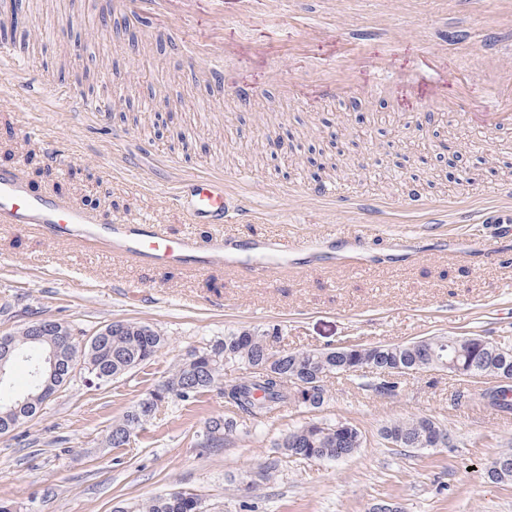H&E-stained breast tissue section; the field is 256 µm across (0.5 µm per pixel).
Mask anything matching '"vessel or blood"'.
I'll return each instance as SVG.
<instances>
[{"mask_svg": "<svg viewBox=\"0 0 512 512\" xmlns=\"http://www.w3.org/2000/svg\"><path fill=\"white\" fill-rule=\"evenodd\" d=\"M193 0H114L115 8L134 16L163 22L164 19L187 13ZM211 19L208 30L190 42L186 58L189 62L207 60L209 76L222 82L226 99L245 105L254 96L253 87L228 83L224 80V58L217 52V41L224 29V0H210ZM346 67L331 69L323 81V97L328 101H354L385 93L386 84L372 88L355 86L350 70L362 60L357 49L345 55ZM482 76L493 99L487 100L486 110L479 120L486 128L504 130L512 127V105L496 99L502 85L512 83V72L504 70L495 60H485ZM62 98L72 112H105L113 110L111 97H90L78 88L63 93ZM306 193L316 200L334 199L349 203L360 224L368 231L381 228V212L365 195L338 190L318 182L307 187ZM498 203L477 211L478 224H512V183H500L493 189ZM180 209L193 224H221L227 219L249 223L251 208L242 196L230 194L223 182L199 178L175 194ZM25 228L52 243L68 244L82 252L99 251L130 261L139 267L173 269L191 275L206 272L214 264L244 275L256 276L278 265L287 256L282 244L264 241L235 244L226 247L223 239L200 246L189 236L171 238L152 219L114 217L108 210H89L80 206L70 195L41 190L28 173L18 166L0 167V234Z\"/></svg>", "mask_w": 512, "mask_h": 512, "instance_id": "b4317fda", "label": "vessel or blood"}]
</instances>
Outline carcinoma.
Listing matches in <instances>:
<instances>
[{
    "label": "carcinoma",
    "mask_w": 512,
    "mask_h": 512,
    "mask_svg": "<svg viewBox=\"0 0 512 512\" xmlns=\"http://www.w3.org/2000/svg\"><path fill=\"white\" fill-rule=\"evenodd\" d=\"M280 339L278 330L232 331L224 338L193 351L190 358L178 364L167 381L141 399L136 406L112 422V447L130 445L128 431L139 430L142 422L152 417L159 404L175 396L192 402L203 393L217 390L224 397L226 414H217L204 421L207 432L197 434V443L204 452L237 436L240 422L262 423L282 408H304L315 411L329 400L326 379L332 375H350L362 365L381 368L400 366L409 371L417 368L422 359L421 347L431 352H443L453 363L448 372L464 382L491 379L504 370L512 371V354L498 352L502 344L490 342L483 336H431L409 343L355 344L345 348V355H336V349L272 351L269 336ZM55 336L36 338L23 328L14 334L0 336V350L10 345L19 348L20 354L13 364L22 363L28 372L43 354L50 349ZM165 338L157 330L137 322L123 321L113 329L107 324L88 337L85 345L74 342L64 350L66 363L81 366L90 375L97 373L117 378L149 361L164 347ZM241 366L244 373L238 377H224V358ZM273 360V374H266L258 367ZM321 374L313 392L306 395L295 387V381L310 371ZM364 387L379 396L395 394L399 382L388 383L378 377L364 383ZM38 379L29 376L28 386L21 397H31L24 406L5 407L15 395L11 385L0 389V434H6L37 416L42 409L43 397L39 396ZM480 397L496 411L512 413V386H502L496 391L485 390L476 395L464 388L454 394L453 403L472 401ZM438 424L426 417L396 420L380 430L383 439L402 448H417L430 440L429 427ZM362 431L355 425L345 427V422L327 423L312 420L305 425L281 434L276 447L282 453L299 458L338 460L352 455L363 444ZM133 512H206L202 498L191 491L179 490L155 495L133 506Z\"/></svg>",
    "instance_id": "obj_1"
}]
</instances>
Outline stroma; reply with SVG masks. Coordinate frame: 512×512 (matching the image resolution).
I'll use <instances>...</instances> for the list:
<instances>
[{
  "instance_id": "obj_1",
  "label": "stroma",
  "mask_w": 512,
  "mask_h": 512,
  "mask_svg": "<svg viewBox=\"0 0 512 512\" xmlns=\"http://www.w3.org/2000/svg\"><path fill=\"white\" fill-rule=\"evenodd\" d=\"M15 5L25 20L24 47L47 66L56 89L76 84L107 96L112 70L126 71L123 96L138 119L67 111L54 91L24 89L0 71L1 165H25L41 187L99 198L113 215L154 218L172 236L271 237L286 245L312 239L320 247L246 282L222 267L191 277L48 244L22 230L0 234V335L51 318L80 337L132 321L166 339L152 360L110 383L92 385L76 374L35 419L0 435V500L15 503L17 512H112L121 503L191 489L209 512H369L383 500L404 512H512V485L484 479L490 462L512 451V415L479 401L454 405L450 395L460 380L445 371L404 376L390 398L362 390L358 376L331 378L320 410H282L210 453L196 448L195 435L224 411L215 391L192 405L169 398L130 447H113L109 437L113 420L175 365L231 330L278 328L281 351L473 335L512 347V255L483 263L435 249L441 238L462 239L472 251L502 244L503 225L465 218L491 205L489 186L512 182V131L478 132L460 121L445 140L455 149L469 147L478 166L471 181L454 186L448 166L398 162L379 134L382 124L407 121L425 107L422 96L435 75L419 67L421 47L438 50L449 79L463 77L478 94L483 56L512 69V32L502 30L499 14L419 0L396 12L392 26L374 28L372 0H294L290 16L282 15L278 0H267L249 17L226 0L224 41L238 52L234 75L258 88L251 106L240 109L203 76H185L165 38L151 37L148 27L120 16L111 28L101 27L95 0ZM310 27L319 37L300 42ZM349 44L385 56L388 74L415 71L417 84L372 98L355 112L346 102L321 100V67L341 63ZM280 79L298 84V102L280 98ZM176 96L182 107L167 130H158L165 99ZM355 129L362 139L354 147L349 133ZM272 136L296 145L288 161L266 155ZM43 137L65 147L60 164L49 169L31 154ZM309 144L343 156L349 179L336 180L329 169L322 179L376 198L385 210L382 233L353 244L354 210L304 194L315 173L302 151ZM197 176L226 179L229 189L247 196L254 223H188L172 196ZM414 179L425 187L427 210L398 201L403 184ZM435 214L440 223H432ZM313 417L365 430L362 447L338 461L296 459L275 448L280 433ZM407 417L447 429V447L400 448L381 439L382 426ZM272 460L278 463L272 479L243 492L242 479Z\"/></svg>"
}]
</instances>
